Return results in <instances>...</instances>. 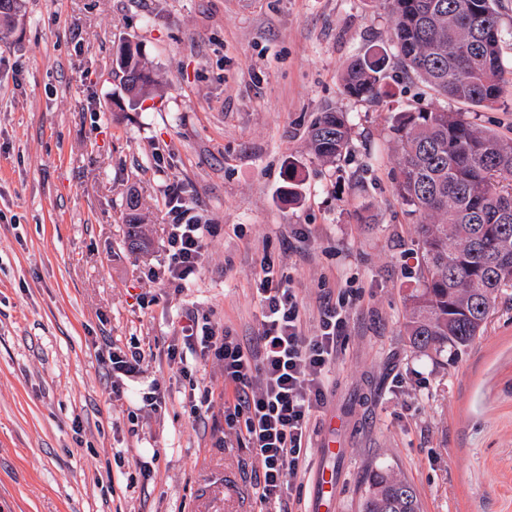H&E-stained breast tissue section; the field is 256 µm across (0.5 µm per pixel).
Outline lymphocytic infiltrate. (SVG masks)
<instances>
[{
    "instance_id": "f902f5d3",
    "label": "lymphocytic infiltrate",
    "mask_w": 512,
    "mask_h": 512,
    "mask_svg": "<svg viewBox=\"0 0 512 512\" xmlns=\"http://www.w3.org/2000/svg\"><path fill=\"white\" fill-rule=\"evenodd\" d=\"M168 254L160 274L164 283L182 287L205 261L209 224L194 214L180 187L170 188ZM263 331L259 351L243 347L219 325L188 316L181 332L202 355L224 362V386L232 393L230 420H243L244 439L261 461L262 500L280 498L303 470L310 442V420L324 407L326 369L336 363L338 341L346 328L343 306L328 308L320 332L303 333V313L292 288L275 283L270 266L258 275Z\"/></svg>"
}]
</instances>
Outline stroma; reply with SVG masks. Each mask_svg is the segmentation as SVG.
Returning <instances> with one entry per match:
<instances>
[{
  "label": "stroma",
  "mask_w": 512,
  "mask_h": 512,
  "mask_svg": "<svg viewBox=\"0 0 512 512\" xmlns=\"http://www.w3.org/2000/svg\"><path fill=\"white\" fill-rule=\"evenodd\" d=\"M392 26L380 0H23L0 22V512H279L259 497L261 462L207 406L221 362L180 331L193 314L255 346L267 263L305 335L326 304L348 311L291 512H361L376 467L422 512H512V290L463 352L411 346L419 226L391 132L397 112L432 105L512 137V106L443 99L394 66L385 96H346L348 60L390 47ZM127 40L157 82L134 109L112 72ZM328 108L351 127L338 160L309 148ZM172 184L212 226L179 289L148 277L166 261ZM132 195L143 250L127 244ZM133 344L142 370L113 387L108 349ZM157 384L154 412L142 398Z\"/></svg>",
  "instance_id": "obj_1"
}]
</instances>
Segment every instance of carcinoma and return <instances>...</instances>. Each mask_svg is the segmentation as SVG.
Instances as JSON below:
<instances>
[{"instance_id": "obj_1", "label": "carcinoma", "mask_w": 512, "mask_h": 512, "mask_svg": "<svg viewBox=\"0 0 512 512\" xmlns=\"http://www.w3.org/2000/svg\"><path fill=\"white\" fill-rule=\"evenodd\" d=\"M499 0H384L393 19V52L352 58L345 95L373 100L386 94L383 75L397 64L439 94L472 106L505 99L512 64L502 54ZM129 104L154 85L139 45L124 43L115 59ZM401 150L398 195L419 227L418 279L405 333L423 354L467 348L483 335L499 295L512 288V137L489 133L460 112L417 108L392 125ZM350 124L334 109L311 126V151L338 159ZM138 202L130 200L128 245L145 246ZM362 512H421L414 487L377 468L368 476Z\"/></svg>"}]
</instances>
